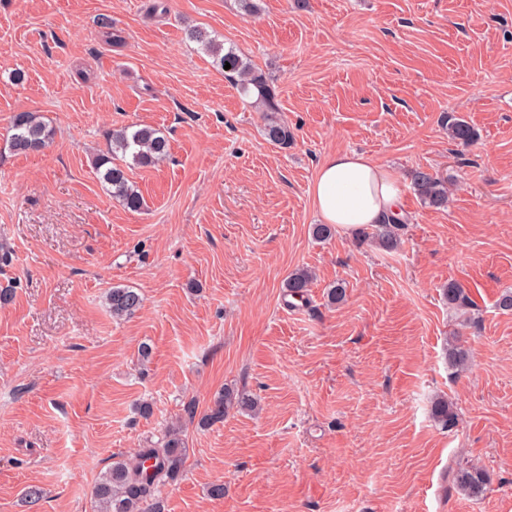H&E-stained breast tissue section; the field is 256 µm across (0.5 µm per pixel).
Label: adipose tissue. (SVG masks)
I'll use <instances>...</instances> for the list:
<instances>
[{"mask_svg":"<svg viewBox=\"0 0 512 512\" xmlns=\"http://www.w3.org/2000/svg\"><path fill=\"white\" fill-rule=\"evenodd\" d=\"M310 195L322 222L343 231L402 216L393 175L371 156L354 151L324 156Z\"/></svg>","mask_w":512,"mask_h":512,"instance_id":"1","label":"adipose tissue"}]
</instances>
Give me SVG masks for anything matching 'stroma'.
<instances>
[{
  "label": "stroma",
  "mask_w": 512,
  "mask_h": 512,
  "mask_svg": "<svg viewBox=\"0 0 512 512\" xmlns=\"http://www.w3.org/2000/svg\"><path fill=\"white\" fill-rule=\"evenodd\" d=\"M257 4L0 0V289L15 288L0 306V512H96L99 477L176 425L185 465L161 512H512V312L496 307L512 290V0ZM194 28L273 85L288 146ZM24 111L55 130L43 152L9 146ZM452 115L474 146L449 139ZM131 124L170 147L127 170L138 212L95 167L106 131ZM341 150L396 176V252L354 230L313 239L310 187ZM419 168L447 178V209L414 192ZM301 267L315 274L302 302L283 288ZM451 280L471 307L448 306ZM114 287L142 308L114 319ZM227 386L261 413L199 427ZM440 397L452 427L432 415ZM467 463L489 477L482 499L456 486ZM448 135L454 143L462 147L473 145L479 138L478 132L471 124L456 116L448 118Z\"/></svg>",
  "instance_id": "1"
}]
</instances>
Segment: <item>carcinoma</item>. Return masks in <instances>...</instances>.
Instances as JSON below:
<instances>
[{
	"mask_svg": "<svg viewBox=\"0 0 512 512\" xmlns=\"http://www.w3.org/2000/svg\"><path fill=\"white\" fill-rule=\"evenodd\" d=\"M191 37L213 57L219 68L230 65L226 73L236 78L237 86L246 96L254 95L266 111L264 135L274 144L286 146L292 139L288 126L277 120L273 113L278 111L277 92L236 51L224 50V44L210 37L206 32L195 29ZM54 131L35 112H18L13 115L9 128L11 148L21 154L38 153L52 140ZM450 139L468 147L478 141L476 129L461 117H448ZM106 153L96 160V169L101 181L113 199L130 211H139L144 206L142 194L127 178L120 163L131 158L137 166H152L165 160L169 155L168 139L156 128L131 125L112 130L107 135ZM412 185L422 202L432 208L448 207V180L428 170H417L412 174ZM399 223L378 224L369 236L386 252H394L400 246L397 233ZM312 284V274L306 269L293 271L284 284L285 292L293 298H303ZM448 306L466 307L472 300L464 287L448 282L443 289ZM108 308L115 318L134 315L143 303L142 296L131 288L114 287L109 291ZM469 360V352L461 344L449 342L448 365L462 370ZM258 399L239 390L226 387L211 400L199 424L207 426L224 421L233 410L254 412ZM434 418L443 426L455 423L456 413L452 404L438 399L432 407ZM184 465V448L177 432H168L166 441L159 448H144L128 462H117L101 476L93 488V495L99 505V512H154L149 500L155 487L164 480L176 479ZM459 489L469 498L480 499L488 491L489 479L486 472L478 467L464 465L455 475Z\"/></svg>",
	"mask_w": 512,
	"mask_h": 512,
	"instance_id": "carcinoma-1",
	"label": "carcinoma"
}]
</instances>
